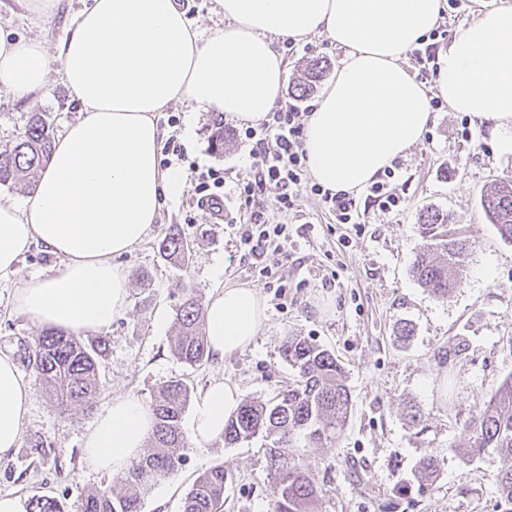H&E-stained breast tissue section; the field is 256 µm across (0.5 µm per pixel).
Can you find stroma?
<instances>
[{"label":"stroma","mask_w":512,"mask_h":512,"mask_svg":"<svg viewBox=\"0 0 512 512\" xmlns=\"http://www.w3.org/2000/svg\"><path fill=\"white\" fill-rule=\"evenodd\" d=\"M88 0H64L62 11L46 18L24 10L19 0H0V29L20 38L45 41L57 49ZM480 0H444L440 25L445 36L432 49L441 55L469 23ZM295 55L285 56L287 76L276 105L313 111L318 92L297 96L294 84L307 63L324 60L325 79H333L344 59L342 49L322 35L297 40ZM48 113L55 130L74 121L71 102L58 72L43 92L22 99L0 91V149L11 144L30 113ZM177 117L178 126L169 124ZM215 113L184 102L158 113L165 135L186 148L176 169L190 164L224 171V221L215 223L196 202L194 183L186 178L177 198L166 201L160 221L146 241L117 257L129 280L128 308L101 332L84 335L90 345L105 340L99 362L101 387L92 410L59 409L46 395L32 363L24 358L40 330L11 307L16 287L59 264L42 246L21 259L16 276L0 282V351L12 353L33 389L21 444L0 460V494L30 499L58 498L68 512L88 493L111 485V477L89 470L83 440L99 412L116 397L134 394L151 401L165 382L181 379L192 395L215 379L236 385L241 400H269L296 380L282 355L285 337L302 336L328 349L342 367L351 394L349 418L334 440L311 447L304 435L294 444L322 489L318 512H502L495 477L506 462L492 448L469 455L467 425L506 378L512 376V243L486 219L480 192L495 180L512 178V151L491 141L482 124L448 106L432 111L419 143L397 158L387 185L403 196L399 207L385 210L370 202L360 207L358 223L340 224L311 194L305 177L293 210L266 200L272 222L288 225L293 246L272 261L263 279L239 246L243 219L234 188L249 168L250 147L237 135L239 125L224 121V147L209 138ZM472 141H465V133ZM431 206L448 212L449 231L471 236L475 246L461 281L448 298L434 297L414 278L412 264L424 245L418 214ZM189 244L185 262L176 263L159 248L170 230ZM238 285L259 289L266 305L265 325L254 343L228 361L191 367L172 353L176 312L186 294L208 300L217 288ZM411 325L402 337L403 325ZM468 347L441 362L439 352L458 338ZM423 415L421 428L408 422L409 406ZM43 440L47 453H34ZM441 458L431 489L419 491L412 472L429 452ZM185 462L152 483L141 512H182L183 498L196 475L223 466L232 480L224 491V512H270L273 478L265 442L255 438L235 446L223 440L188 442Z\"/></svg>","instance_id":"1"}]
</instances>
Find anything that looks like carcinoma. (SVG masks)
I'll return each instance as SVG.
<instances>
[{"label": "carcinoma", "mask_w": 512, "mask_h": 512, "mask_svg": "<svg viewBox=\"0 0 512 512\" xmlns=\"http://www.w3.org/2000/svg\"><path fill=\"white\" fill-rule=\"evenodd\" d=\"M318 59L309 61L304 81L297 91L304 96L323 77ZM54 143L52 122L46 112L31 113L15 142L0 149V184L28 189L49 164ZM482 210L502 239L512 242V179L500 180L480 194ZM420 232L427 247L416 255L413 274L438 299L458 285V271L473 249V241L448 233V214L425 209L420 213ZM164 254L183 261L189 244L177 232L167 233L160 243ZM176 333L171 337L173 354L193 367L209 359L204 305L197 296L186 295L176 313ZM38 377L57 405L91 407L100 390L96 356L79 337L64 331L44 330L32 347ZM284 359L298 373L296 383L268 402L245 401L224 424V444L232 446L261 435L271 441L267 448L273 472L272 512H315L320 486L303 463L294 436L304 432L321 445L337 437L351 409V395L342 369L333 354L313 341L288 336L282 345ZM190 390L181 379L170 380L154 394L150 404L155 425L149 448L128 470L116 478L119 489L87 494L80 512H141V499L149 483L177 470L186 447L181 418ZM471 445L468 453L481 454L494 448L512 461V378L507 379L468 423ZM440 457L430 452L419 461L415 478L429 486L437 476ZM503 512H512V465L497 474ZM228 476L216 465L199 474L186 493L183 512H224V489ZM29 512H65L55 497L41 495L28 503Z\"/></svg>", "instance_id": "obj_1"}]
</instances>
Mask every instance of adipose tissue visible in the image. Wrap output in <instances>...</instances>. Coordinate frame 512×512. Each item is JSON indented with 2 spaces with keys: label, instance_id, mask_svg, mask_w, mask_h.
<instances>
[{
  "label": "adipose tissue",
  "instance_id": "adipose-tissue-1",
  "mask_svg": "<svg viewBox=\"0 0 512 512\" xmlns=\"http://www.w3.org/2000/svg\"><path fill=\"white\" fill-rule=\"evenodd\" d=\"M443 0H215L223 30L199 40L174 0H89L50 51L0 30V86L13 97L42 91L51 68L79 116L54 142L50 164L24 204L0 201V278L15 274L31 244L59 266L16 288L12 307L33 324L85 335L107 328L128 303L115 264L133 251L181 194L184 176L159 164L156 114L175 102L238 122L265 120L286 78L274 38L323 35L345 51L305 124L312 177L334 191L373 182L422 138L430 98L401 60L437 24ZM438 96L485 122L491 139L512 127V5L478 11L439 59ZM257 289L227 286L205 306L209 353L230 359L265 324ZM33 392L11 354L0 351V459L21 442ZM238 389L213 380L198 395L192 439L222 437ZM154 415L127 394L101 411L83 441L92 470L117 476L143 452Z\"/></svg>",
  "mask_w": 512,
  "mask_h": 512
}]
</instances>
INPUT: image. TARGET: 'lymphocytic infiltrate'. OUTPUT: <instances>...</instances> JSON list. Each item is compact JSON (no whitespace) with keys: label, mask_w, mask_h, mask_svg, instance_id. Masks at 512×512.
Instances as JSON below:
<instances>
[{"label":"lymphocytic infiltrate","mask_w":512,"mask_h":512,"mask_svg":"<svg viewBox=\"0 0 512 512\" xmlns=\"http://www.w3.org/2000/svg\"><path fill=\"white\" fill-rule=\"evenodd\" d=\"M303 131L301 113L277 109L258 126L245 127L238 133L248 143L253 158L250 170L237 180L235 188L246 214L240 242L256 266L285 251L291 240L287 225L271 223L266 217L264 202L272 195L280 209L294 208L295 190L304 178Z\"/></svg>","instance_id":"lymphocytic-infiltrate-1"}]
</instances>
